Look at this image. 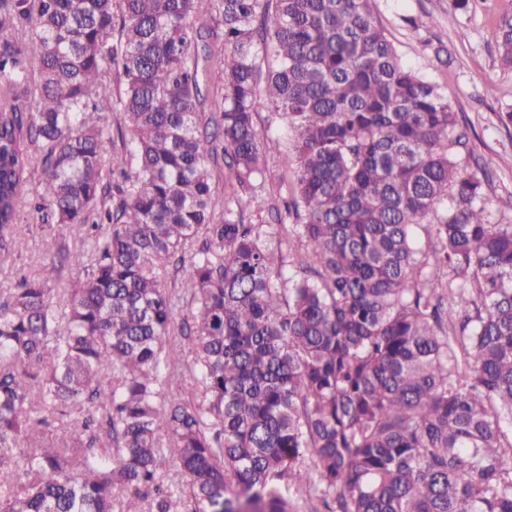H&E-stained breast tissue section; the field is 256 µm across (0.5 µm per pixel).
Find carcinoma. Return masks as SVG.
Listing matches in <instances>:
<instances>
[{"mask_svg": "<svg viewBox=\"0 0 512 512\" xmlns=\"http://www.w3.org/2000/svg\"><path fill=\"white\" fill-rule=\"evenodd\" d=\"M497 28L512 68V5ZM32 146L33 208L85 249L0 292V512H512V224L371 0H0V254ZM117 121H119L123 127L124 125L126 126V123L121 115H108L107 123L110 126L112 139L114 140L115 145L112 144V141L106 144V150L104 152V164L106 169L112 168V163L117 159H121L122 148L120 147V141L117 134ZM292 181V171L282 166L277 157H271L268 160L266 184L262 194H276V192L280 191L283 196L287 197L291 189Z\"/></svg>", "mask_w": 512, "mask_h": 512, "instance_id": "obj_1", "label": "carcinoma"}]
</instances>
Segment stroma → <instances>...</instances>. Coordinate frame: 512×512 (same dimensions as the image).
I'll return each mask as SVG.
<instances>
[{
  "instance_id": "1",
  "label": "stroma",
  "mask_w": 512,
  "mask_h": 512,
  "mask_svg": "<svg viewBox=\"0 0 512 512\" xmlns=\"http://www.w3.org/2000/svg\"><path fill=\"white\" fill-rule=\"evenodd\" d=\"M504 0H480L461 14L448 0H372L375 20L384 28L401 62L444 87L469 140L466 166L491 160L485 186L488 220L512 224V125L497 118L512 103V70L497 60L496 28ZM446 54H438V47ZM76 250L80 240L64 226L41 224L28 205H21L17 241L0 258V289L23 275L44 273L48 254L59 247Z\"/></svg>"
}]
</instances>
